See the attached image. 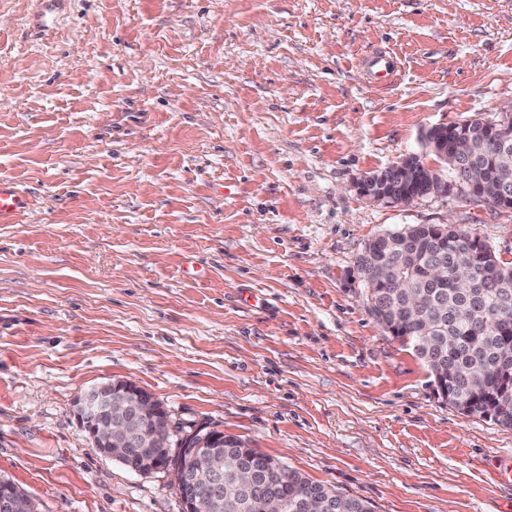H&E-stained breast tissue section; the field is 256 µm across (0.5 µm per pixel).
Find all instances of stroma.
Here are the masks:
<instances>
[{
  "instance_id": "1",
  "label": "stroma",
  "mask_w": 512,
  "mask_h": 512,
  "mask_svg": "<svg viewBox=\"0 0 512 512\" xmlns=\"http://www.w3.org/2000/svg\"><path fill=\"white\" fill-rule=\"evenodd\" d=\"M0 0V477L35 512H182L99 455L77 399L123 380L174 437L234 435L373 512H512V429L443 403L367 310L372 238L512 213L353 181L512 102V0ZM399 57L380 90L365 60ZM27 204L26 196L14 184L0 180V224H12Z\"/></svg>"
}]
</instances>
